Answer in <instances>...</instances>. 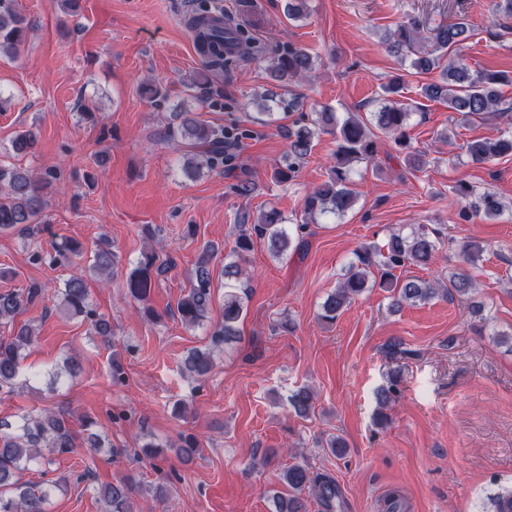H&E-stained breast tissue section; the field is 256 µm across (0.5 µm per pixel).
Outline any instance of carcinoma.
Masks as SVG:
<instances>
[{"mask_svg":"<svg viewBox=\"0 0 512 512\" xmlns=\"http://www.w3.org/2000/svg\"><path fill=\"white\" fill-rule=\"evenodd\" d=\"M284 14L290 20H300L308 15V0H285ZM32 20L24 13L19 0H0V57L17 58L25 48ZM195 47L204 67L215 73L224 72L229 57L224 51L226 29L213 17L211 6L200 0L193 8L188 25ZM424 25L410 17L388 33L383 41L391 56L411 61V66L421 72L441 69L442 80L422 88L423 95L448 105L457 113L460 121L469 122L485 114L506 118L512 106L501 104L498 85L509 81L505 75L494 72H474L454 55L472 36L469 24L459 19L442 23L423 36ZM255 59L273 77L275 89H267L259 95L260 107L273 111H294L299 94L292 89L293 83L311 77L314 56L305 48L290 45L271 53L256 52ZM403 89L402 78L395 77L383 86L389 96L380 111L373 113L376 126L396 135L398 144L406 151L405 166L410 173L424 169V154L410 150L405 128L412 112L411 106L399 103L391 96ZM189 97L200 103L215 101L221 89L210 85L209 79L195 82L188 87ZM172 123L166 127V137L180 143L181 170L189 179L206 173L224 174L236 166L243 134L235 128L208 123L191 107L179 105L171 113ZM330 134L336 139L334 164L327 180L313 187L304 198V220L290 232L288 220L281 212L268 208L252 224L247 215L240 218V233L224 263V320L215 326L211 336L213 344L229 345L241 339L239 327L244 313L246 263L254 250L255 242L266 245L269 255L281 262L288 259L289 249L300 252L309 234V224L329 216L341 218L351 211L358 200L352 180L353 168L359 163H371L377 155V142L364 118L354 112L342 119L336 112L323 107L315 112L308 123L287 130L288 150L275 170L281 182H291L298 177L305 159L315 147L316 139ZM37 134L32 130L15 134L10 141L14 156H26L35 151ZM469 162L483 165L504 155L512 156V137L496 140L477 139L466 143ZM0 184L5 187V199L0 201V230H9L20 224H36L46 202L43 196V179L22 167L0 166ZM450 193L459 203H466L462 215L466 219L476 214L493 217L500 214L503 205L498 196L490 191L480 192L476 186L460 180L450 187ZM443 242L437 229L420 225L405 233L401 230L390 234L382 246L365 244L356 254L343 275L339 286L321 307L318 319L326 324L336 321L340 313L355 297L366 289L378 286L390 292L389 309L399 310L403 304L426 302L439 295L444 297L469 295L475 284L468 274L455 272L448 277V284L436 288L430 282L419 279L398 280L394 270L407 265H428ZM49 255L51 264L71 262L84 254L83 245L72 238H64L52 245ZM213 249L205 246L195 263V275L190 288L178 302L177 312L181 322L188 327L201 326L207 320L212 302V274L210 264ZM116 254L112 242H98L92 255L91 268L103 279L111 275ZM169 261L160 260L153 245L141 253L135 268L130 272L127 286L130 296L141 304L139 310L150 321L158 315L150 306L152 277L159 276L168 268ZM41 289L31 286L27 290L0 293V325L14 324L15 317L32 305ZM58 309L74 317L90 321L94 334L108 342L112 337V323L96 313L89 303L87 284L83 276L69 278L61 292ZM37 338L36 328L25 323L17 331L0 339V390L12 389L21 375L27 351ZM213 356L209 349H194L183 360L182 371L197 380L205 379L213 369ZM316 396L308 387H301L288 397L289 409L298 417L307 418L315 412ZM71 414L44 410L38 414L24 412L11 421L0 420V512H47V506L56 492L62 490L63 478L46 479L39 484L23 482L19 474L31 466H37L41 474L49 472L55 453H71L77 448V437L69 426ZM95 423L82 419L84 436L82 444L99 450L112 448L100 433L93 430ZM283 479L288 486V496H275L276 512H306L307 494H314L323 506L336 499L334 481L312 476L301 464L284 470ZM135 492L132 483L121 479L101 487L99 497L102 512H131L129 503ZM485 512H512V488L487 496Z\"/></svg>","mask_w":512,"mask_h":512,"instance_id":"carcinoma-1","label":"carcinoma"}]
</instances>
